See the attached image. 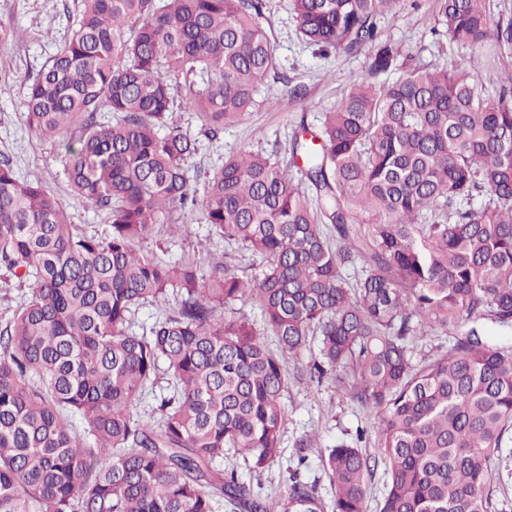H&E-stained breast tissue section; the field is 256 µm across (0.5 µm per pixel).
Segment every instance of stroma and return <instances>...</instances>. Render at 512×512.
<instances>
[{
  "label": "stroma",
  "instance_id": "obj_1",
  "mask_svg": "<svg viewBox=\"0 0 512 512\" xmlns=\"http://www.w3.org/2000/svg\"><path fill=\"white\" fill-rule=\"evenodd\" d=\"M271 5L264 24L271 30L282 78L267 79L259 89L256 106L239 122L225 127L223 135L214 141L201 137L195 113H176L183 131L199 140L197 154L188 161L195 188L203 187L225 156L242 149L258 148L279 162H289L298 122L317 129L322 112L330 110L347 86L367 73L372 48L352 56L322 54L302 40L289 0H272ZM79 10L80 0H0V27L21 32L15 40L0 43V157L10 158L20 179L50 188L71 223L103 235L109 230L105 212L68 189L63 149L35 135L24 120L27 78L37 74L70 39ZM379 25L400 47L404 58L416 63L448 66L467 60L471 54L470 49L455 45L448 35L433 34V0H400L395 14L381 17ZM173 216L184 225V232L155 233L143 241L144 251L167 263L191 257L204 263L209 255L229 253L239 276L257 273L258 258L211 234L200 209L179 207ZM284 402L281 458L261 477L259 492L278 494L296 470L303 480L317 484L324 504H331L334 489L320 452L310 455L308 467L297 468L295 439L310 432L328 447L358 440L363 451L371 453L377 446L378 419L352 398L348 387L331 381L319 387L306 380L292 383Z\"/></svg>",
  "mask_w": 512,
  "mask_h": 512
}]
</instances>
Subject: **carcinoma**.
Returning a JSON list of instances; mask_svg holds the SVG:
<instances>
[{"mask_svg": "<svg viewBox=\"0 0 512 512\" xmlns=\"http://www.w3.org/2000/svg\"><path fill=\"white\" fill-rule=\"evenodd\" d=\"M397 3L290 0L324 54L374 48L319 133L307 139L302 122L294 135L315 194L251 149L226 157L199 198L187 165L198 140L169 115L194 112L216 136L256 105L280 68L267 0H81L73 36L28 84L25 122L65 146L71 193L105 210L110 231L80 230L56 195L0 160V267L30 289L0 324V512H215L220 500L324 512L296 473L263 497L224 469L230 451L256 478L279 461L283 399L302 375L352 380L379 418L375 455L358 446L362 431L327 449L332 512H365L380 460V512H496L512 347L492 344L483 321L512 329V90L483 98L475 57L405 66L378 25ZM434 19L433 33L462 47L512 46V21L493 19L486 0H435ZM188 204L260 273L238 276L227 253L206 271L143 253ZM358 210L374 217L362 233ZM358 259L352 283L343 268ZM249 299L261 329L224 319ZM145 305L164 313L138 334L130 317ZM436 327L453 332L450 347L413 367L409 344ZM314 339L316 355L291 372L286 360ZM160 374L166 394L137 412ZM319 447L302 435L298 465ZM384 469V464L379 461L373 475L368 478L365 512H378L377 507L383 497L386 486V475Z\"/></svg>", "mask_w": 512, "mask_h": 512, "instance_id": "cac0c4a2", "label": "carcinoma"}]
</instances>
